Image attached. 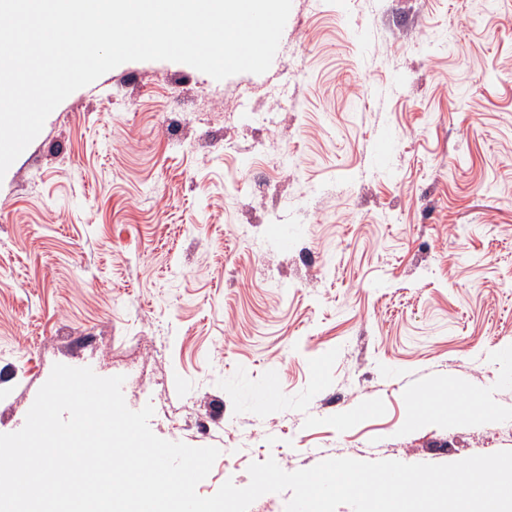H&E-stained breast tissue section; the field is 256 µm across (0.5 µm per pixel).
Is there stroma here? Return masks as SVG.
Here are the masks:
<instances>
[{
    "label": "stroma",
    "instance_id": "obj_1",
    "mask_svg": "<svg viewBox=\"0 0 512 512\" xmlns=\"http://www.w3.org/2000/svg\"><path fill=\"white\" fill-rule=\"evenodd\" d=\"M507 346L512 0H292L265 73L123 63L0 178V433L62 363L219 448L202 496L453 463L512 450Z\"/></svg>",
    "mask_w": 512,
    "mask_h": 512
}]
</instances>
